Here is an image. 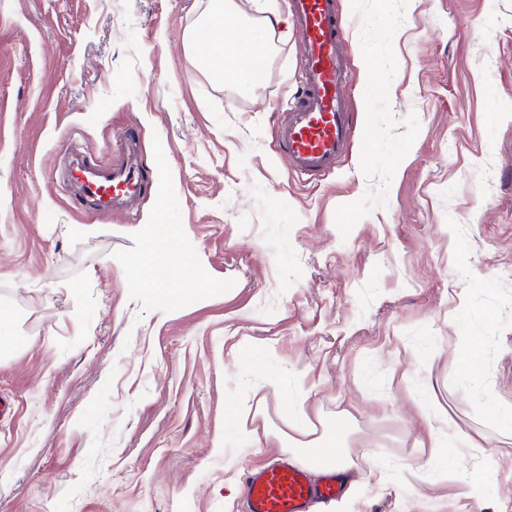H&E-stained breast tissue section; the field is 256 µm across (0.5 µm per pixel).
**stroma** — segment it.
Here are the masks:
<instances>
[{"mask_svg": "<svg viewBox=\"0 0 512 512\" xmlns=\"http://www.w3.org/2000/svg\"><path fill=\"white\" fill-rule=\"evenodd\" d=\"M353 114L331 173H293L276 125L304 43L270 30L264 80L186 46L212 0H0V512H242L302 409L347 436L344 493L311 512L512 503V0H338ZM137 214L81 209L79 156L127 132ZM159 224L181 253L147 252ZM197 263L174 300L181 254ZM485 352L482 386L455 356ZM262 343L240 355L242 340ZM249 400L239 444L224 403ZM469 438L467 488L424 467L426 417Z\"/></svg>", "mask_w": 512, "mask_h": 512, "instance_id": "1", "label": "stroma"}]
</instances>
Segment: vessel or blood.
Here are the masks:
<instances>
[{
  "label": "vessel or blood",
  "mask_w": 512,
  "mask_h": 512,
  "mask_svg": "<svg viewBox=\"0 0 512 512\" xmlns=\"http://www.w3.org/2000/svg\"><path fill=\"white\" fill-rule=\"evenodd\" d=\"M299 36L306 45L301 65L303 92L277 129L281 152L298 175L329 174L346 154L352 114L343 96L348 76L340 50L342 30L337 0H289ZM123 157L104 167L92 162L76 169L77 201L81 208L134 209L146 194L149 180L139 157L136 139H128ZM343 491L334 469L319 479L288 461L249 470L244 477L245 512H309L311 503H326Z\"/></svg>",
  "instance_id": "obj_1"
}]
</instances>
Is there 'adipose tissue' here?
<instances>
[{"mask_svg": "<svg viewBox=\"0 0 512 512\" xmlns=\"http://www.w3.org/2000/svg\"><path fill=\"white\" fill-rule=\"evenodd\" d=\"M281 22V16L274 15L251 26L239 25L232 0H220L191 41L208 70L251 87L257 84L261 64L270 51L264 32ZM289 428L288 447L296 461L316 468L330 464L341 471L347 469L349 453L341 434H313L301 410L290 415Z\"/></svg>", "mask_w": 512, "mask_h": 512, "instance_id": "adipose-tissue-1", "label": "adipose tissue"}]
</instances>
